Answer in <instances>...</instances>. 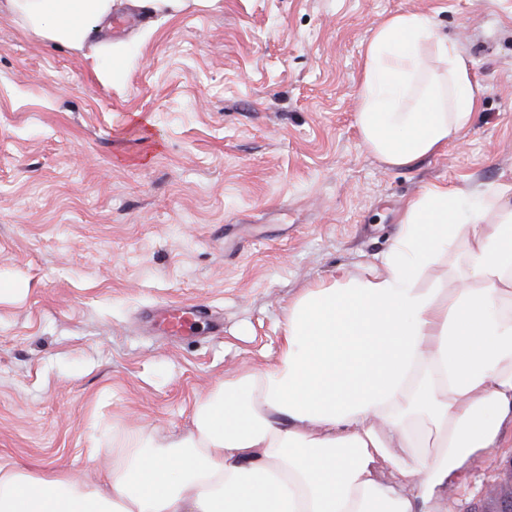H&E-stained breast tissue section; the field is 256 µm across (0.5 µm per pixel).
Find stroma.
<instances>
[{"label":"stroma","mask_w":512,"mask_h":512,"mask_svg":"<svg viewBox=\"0 0 512 512\" xmlns=\"http://www.w3.org/2000/svg\"><path fill=\"white\" fill-rule=\"evenodd\" d=\"M429 16L472 64L465 137L406 167L362 141L363 51ZM121 72L0 17V463L94 482L129 426L177 435L224 377L272 364L289 305L379 262L428 185L512 180V0H116ZM216 316L166 341L149 314ZM512 447L454 512L490 505Z\"/></svg>","instance_id":"1"}]
</instances>
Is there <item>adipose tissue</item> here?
<instances>
[{"label": "adipose tissue", "mask_w": 512, "mask_h": 512, "mask_svg": "<svg viewBox=\"0 0 512 512\" xmlns=\"http://www.w3.org/2000/svg\"><path fill=\"white\" fill-rule=\"evenodd\" d=\"M5 4L78 48L114 0ZM359 96L361 138L394 167L446 146L479 107L469 60L422 14L376 28ZM458 239L447 287H425ZM282 332L277 361L225 379L187 433L113 436L96 484L0 464V512H448L472 460L512 435V183L469 204L427 186L381 263L305 289Z\"/></svg>", "instance_id": "ef3b65f1"}]
</instances>
